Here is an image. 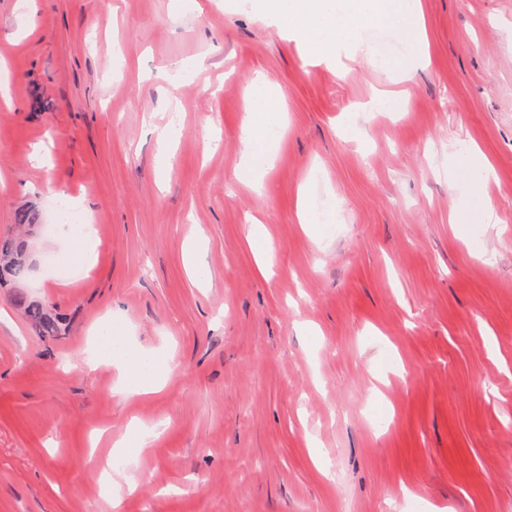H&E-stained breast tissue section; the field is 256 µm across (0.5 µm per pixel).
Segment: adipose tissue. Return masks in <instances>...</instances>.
Listing matches in <instances>:
<instances>
[{
    "label": "adipose tissue",
    "mask_w": 512,
    "mask_h": 512,
    "mask_svg": "<svg viewBox=\"0 0 512 512\" xmlns=\"http://www.w3.org/2000/svg\"><path fill=\"white\" fill-rule=\"evenodd\" d=\"M419 0H254L253 9L278 29L288 32L313 59H329L351 52L364 63L374 56L368 33L386 27L406 44L419 43ZM282 97L263 93L240 127V140L247 166H254L269 118L280 112Z\"/></svg>",
    "instance_id": "obj_1"
}]
</instances>
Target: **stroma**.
Masks as SVG:
<instances>
[{"label": "stroma", "instance_id": "1", "mask_svg": "<svg viewBox=\"0 0 512 512\" xmlns=\"http://www.w3.org/2000/svg\"><path fill=\"white\" fill-rule=\"evenodd\" d=\"M421 9L405 84L312 60L250 0H0V237L40 222L0 285V512H512V0ZM260 89L283 109L254 175ZM475 149L499 221L454 224ZM89 213L96 266L61 270ZM135 355L179 368L127 398ZM96 430L151 441L108 489ZM282 108V96L272 93H260L259 104L250 110L240 127V140L247 167H255V154L265 138L271 115ZM16 303L24 307L26 315L43 336H58L62 332L65 333L62 317L53 314L49 305L29 301L25 296H18Z\"/></svg>", "mask_w": 512, "mask_h": 512}]
</instances>
